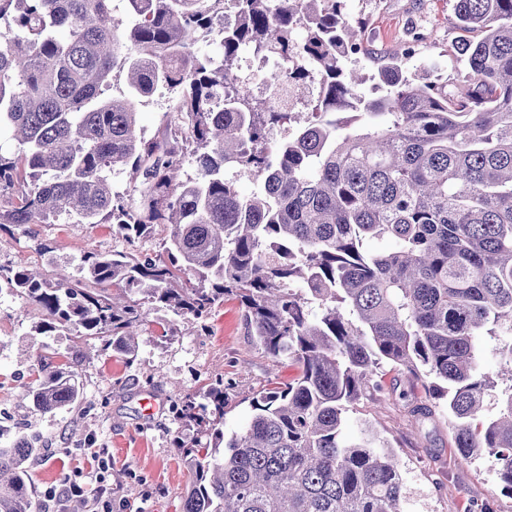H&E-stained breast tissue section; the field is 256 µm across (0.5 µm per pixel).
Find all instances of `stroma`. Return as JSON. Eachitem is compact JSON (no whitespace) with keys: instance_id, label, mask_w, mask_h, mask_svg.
<instances>
[{"instance_id":"stroma-1","label":"stroma","mask_w":512,"mask_h":512,"mask_svg":"<svg viewBox=\"0 0 512 512\" xmlns=\"http://www.w3.org/2000/svg\"><path fill=\"white\" fill-rule=\"evenodd\" d=\"M351 18L364 19L363 44L380 53L404 52L409 72L423 80H447L458 94L470 85L454 45L460 36L453 0H346ZM164 228L128 245L108 224H13L0 231V266L45 271L46 254L59 268L73 269L89 249L157 254ZM40 312L9 288H0V431L8 437L39 435L47 456L34 460L29 482L38 512H47V490L69 479L86 489V512H94L100 493L112 498V512H182L192 480L175 437L189 429L178 419L186 397L216 380L228 391L224 431H240L254 414L253 397L288 383L296 367L274 361L253 341L238 299L225 298L203 320L180 322L176 335L162 336L144 320L139 351L126 361L90 341L78 372L83 399L77 410L43 416L22 392L38 377L34 364L43 356L65 362L73 336H42L35 327ZM378 390L348 407L346 430L359 434L372 426L394 447L409 488L405 512H473L490 503L494 512H512V495L503 490L490 460H462L452 442L444 401L432 398L406 370L384 366ZM155 398L146 415L143 399ZM421 414H414V407ZM107 469H99V461Z\"/></svg>"}]
</instances>
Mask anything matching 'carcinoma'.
I'll return each mask as SVG.
<instances>
[{"label": "carcinoma", "mask_w": 512, "mask_h": 512, "mask_svg": "<svg viewBox=\"0 0 512 512\" xmlns=\"http://www.w3.org/2000/svg\"><path fill=\"white\" fill-rule=\"evenodd\" d=\"M113 2L0 0V130L17 141L0 152V228L66 217L132 242L164 224L161 253L94 250L76 276L0 267V280L39 309L40 334L74 330L128 360L143 307L166 334L232 295L256 344L297 367L240 433L220 428L223 381L184 402L201 436L178 443L194 475L183 512H403L392 446L343 429L384 363L448 399L454 448L490 459L512 495V385L496 393L474 345L496 339L512 374V0H455L467 91L418 83L391 54L373 59L376 98L349 67L364 22L345 0H237L231 25L226 0H125L124 24ZM214 38L219 61L194 50ZM246 48L281 62L265 97L237 70ZM312 82L297 124L289 97ZM158 89L169 105L148 139L137 110ZM275 127L289 133L273 144ZM228 169L259 191L242 195ZM83 358L76 344L66 364L37 359L38 412L80 405ZM46 452L0 442V512H36L29 465Z\"/></svg>", "instance_id": "carcinoma-1"}]
</instances>
